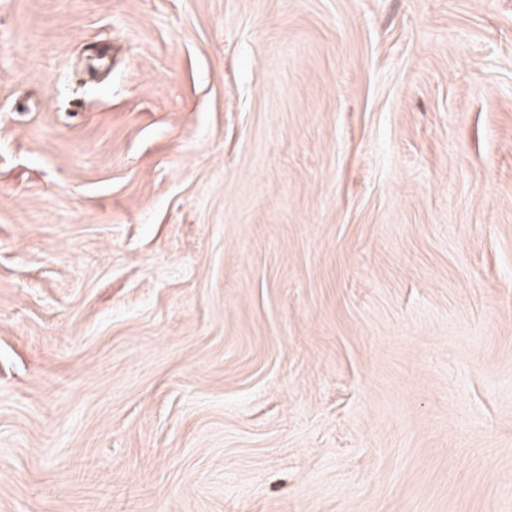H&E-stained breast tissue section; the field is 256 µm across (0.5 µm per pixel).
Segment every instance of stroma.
Here are the masks:
<instances>
[{
  "instance_id": "1",
  "label": "stroma",
  "mask_w": 512,
  "mask_h": 512,
  "mask_svg": "<svg viewBox=\"0 0 512 512\" xmlns=\"http://www.w3.org/2000/svg\"><path fill=\"white\" fill-rule=\"evenodd\" d=\"M0 512H512V0H0Z\"/></svg>"
}]
</instances>
